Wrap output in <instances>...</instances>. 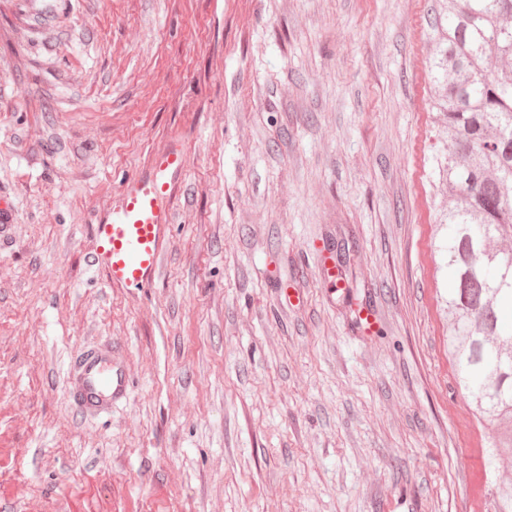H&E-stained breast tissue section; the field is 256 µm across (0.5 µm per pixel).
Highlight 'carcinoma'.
I'll return each instance as SVG.
<instances>
[{
  "mask_svg": "<svg viewBox=\"0 0 512 512\" xmlns=\"http://www.w3.org/2000/svg\"><path fill=\"white\" fill-rule=\"evenodd\" d=\"M512 0H443L431 61L434 108L446 130L437 171L448 182L439 224L448 258V362L479 428L492 476L512 457ZM495 512H512V483L490 481Z\"/></svg>",
  "mask_w": 512,
  "mask_h": 512,
  "instance_id": "carcinoma-1",
  "label": "carcinoma"
}]
</instances>
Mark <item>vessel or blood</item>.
Instances as JSON below:
<instances>
[{
  "instance_id": "b4317fda",
  "label": "vessel or blood",
  "mask_w": 512,
  "mask_h": 512,
  "mask_svg": "<svg viewBox=\"0 0 512 512\" xmlns=\"http://www.w3.org/2000/svg\"><path fill=\"white\" fill-rule=\"evenodd\" d=\"M188 157L187 148L179 142L158 150L146 171L126 181L111 214L93 223L97 248L89 265L104 270L110 284L145 288L154 281L170 224L172 199ZM66 383L78 410L87 416L107 414L113 404L130 394L126 371L108 346L78 353Z\"/></svg>"
}]
</instances>
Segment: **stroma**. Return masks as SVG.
Returning <instances> with one entry per match:
<instances>
[{"mask_svg": "<svg viewBox=\"0 0 512 512\" xmlns=\"http://www.w3.org/2000/svg\"><path fill=\"white\" fill-rule=\"evenodd\" d=\"M42 6L0 0V512H492L444 347L438 0ZM174 140L159 276L112 286L91 223ZM100 342L132 390L88 418ZM67 386L78 410L87 416L112 411V405L130 394V383L112 346L81 351L70 365Z\"/></svg>", "mask_w": 512, "mask_h": 512, "instance_id": "stroma-1", "label": "stroma"}]
</instances>
